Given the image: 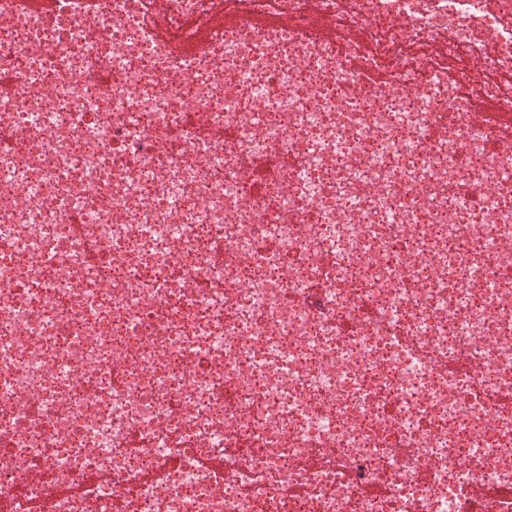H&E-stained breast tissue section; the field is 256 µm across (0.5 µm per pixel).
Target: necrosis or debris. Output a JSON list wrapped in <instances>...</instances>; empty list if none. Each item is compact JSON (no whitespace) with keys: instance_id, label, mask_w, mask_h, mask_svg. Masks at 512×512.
I'll list each match as a JSON object with an SVG mask.
<instances>
[{"instance_id":"1","label":"necrosis or debris","mask_w":512,"mask_h":512,"mask_svg":"<svg viewBox=\"0 0 512 512\" xmlns=\"http://www.w3.org/2000/svg\"><path fill=\"white\" fill-rule=\"evenodd\" d=\"M229 5L0 0V512H512V0ZM140 3L144 13L153 19L156 36L167 45L171 54L178 57L196 56L209 49L212 44V33L214 30L231 28L237 24L236 16L228 9H224V2L216 0L210 26L206 28L196 27L194 21L189 18L187 26L193 30L191 38H173L165 30L157 26V21L165 14L168 1L141 0ZM319 0H308V9L318 18V24L312 31L315 40L340 45L347 42H361L362 30L354 25L343 26L336 24V15H324L319 7ZM472 119L480 124H492L500 135H512V110H503L492 100L475 98L471 102Z\"/></svg>"}]
</instances>
